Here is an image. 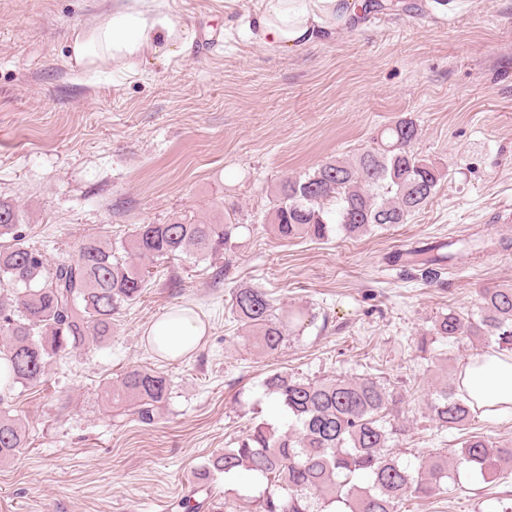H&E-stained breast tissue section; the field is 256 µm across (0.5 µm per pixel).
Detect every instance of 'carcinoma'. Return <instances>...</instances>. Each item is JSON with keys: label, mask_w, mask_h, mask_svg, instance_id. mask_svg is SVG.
Segmentation results:
<instances>
[{"label": "carcinoma", "mask_w": 512, "mask_h": 512, "mask_svg": "<svg viewBox=\"0 0 512 512\" xmlns=\"http://www.w3.org/2000/svg\"><path fill=\"white\" fill-rule=\"evenodd\" d=\"M419 131L411 120L386 127L377 146L358 157L330 159L300 176L280 182L270 223L283 240L328 238L329 224L349 238L375 226L407 223L433 197L446 173L413 150ZM22 216L0 199V358L8 361L11 382L0 390V463L27 447L23 427L10 416L15 385L36 386L51 361L67 356L89 340L112 337L115 316L137 300L148 283L147 266L129 261H159L188 254L196 259L224 252L234 224H195L177 217L166 224H137L112 245L90 235L75 257L51 264L43 252L25 244ZM445 245L410 251L437 273L454 259ZM230 311L250 333L248 341L266 353L277 352L292 330L306 320L300 308L284 319L261 288H236ZM433 333L457 342L473 339L483 346L512 352V286L479 290L478 316L455 310L438 316ZM292 420L285 432L265 420L252 423L235 446L215 453L178 501V512H225L229 492L219 499L211 489L218 475L243 471L266 481L255 498L256 512H411L412 501L443 490L450 468L467 466L487 480L512 468V446L498 445L468 431L480 410L465 403L456 380L431 394L430 420L436 427L461 432L454 461L447 452L421 455L415 469L390 452V442L405 435L396 422L406 403L402 391L377 376L308 378L274 372L263 380ZM170 384L156 371L126 370L107 397L133 409L152 424L169 398Z\"/></svg>", "instance_id": "1"}]
</instances>
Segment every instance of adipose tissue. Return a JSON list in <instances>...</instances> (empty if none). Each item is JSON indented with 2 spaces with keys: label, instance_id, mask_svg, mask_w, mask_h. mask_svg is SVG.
<instances>
[{
  "label": "adipose tissue",
  "instance_id": "1",
  "mask_svg": "<svg viewBox=\"0 0 512 512\" xmlns=\"http://www.w3.org/2000/svg\"><path fill=\"white\" fill-rule=\"evenodd\" d=\"M349 11V0H267L257 18L258 35L268 45L302 49L328 34L327 17ZM184 32L181 20L148 0H115L97 24L72 32L71 61L89 70L130 58L169 57L183 50ZM148 332L163 355L176 359L198 346L204 329L192 314L168 313L155 320ZM457 388L486 417L511 416L512 352L489 348L471 356L458 372Z\"/></svg>",
  "mask_w": 512,
  "mask_h": 512
}]
</instances>
